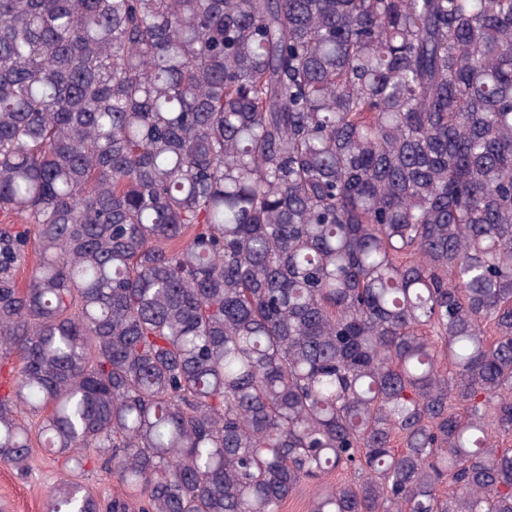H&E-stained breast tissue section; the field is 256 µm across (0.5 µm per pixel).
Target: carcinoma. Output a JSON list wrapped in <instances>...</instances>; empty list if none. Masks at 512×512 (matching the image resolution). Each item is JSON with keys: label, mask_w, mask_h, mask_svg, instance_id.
Masks as SVG:
<instances>
[{"label": "carcinoma", "mask_w": 512, "mask_h": 512, "mask_svg": "<svg viewBox=\"0 0 512 512\" xmlns=\"http://www.w3.org/2000/svg\"><path fill=\"white\" fill-rule=\"evenodd\" d=\"M511 437L512 0H0V464L64 460L47 512L346 469L309 512H512Z\"/></svg>", "instance_id": "1"}]
</instances>
